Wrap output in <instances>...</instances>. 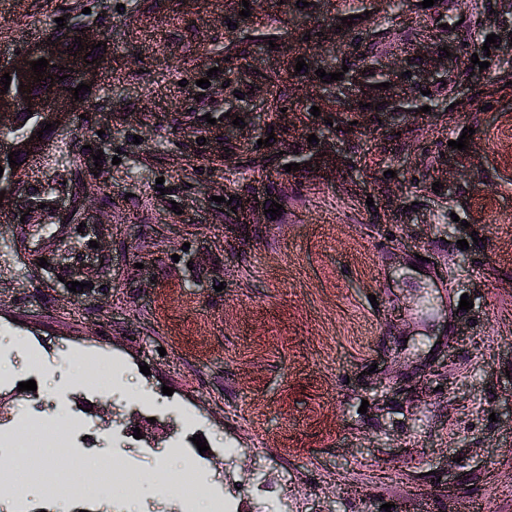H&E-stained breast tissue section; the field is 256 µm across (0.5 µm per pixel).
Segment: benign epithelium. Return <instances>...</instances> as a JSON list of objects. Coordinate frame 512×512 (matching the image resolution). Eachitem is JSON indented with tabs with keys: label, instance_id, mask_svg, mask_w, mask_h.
<instances>
[{
	"label": "benign epithelium",
	"instance_id": "benign-epithelium-1",
	"mask_svg": "<svg viewBox=\"0 0 512 512\" xmlns=\"http://www.w3.org/2000/svg\"><path fill=\"white\" fill-rule=\"evenodd\" d=\"M79 40L84 46L94 44L90 31L82 23L55 30L31 45L18 61L0 70V88L4 87L1 83L3 74L11 76L7 93L0 94V167L4 168L0 176V192L4 193L5 203L15 199V184L20 179L24 165L38 152L44 141V138L36 137L37 132L48 134L46 125H57L72 114L75 104L73 88L81 83L93 87L97 82L98 67L85 62L83 53L74 54L66 47V44ZM40 58L47 59L53 65L54 77L38 78L33 75L30 63ZM450 65L457 67L459 63L427 53V63L420 72L421 82H432ZM361 75L362 71L358 70L348 77L350 95L343 101L351 108L358 105L362 96ZM21 86L24 87L22 91L19 90ZM29 113L32 114V123L25 127L23 134H11L23 124L21 116ZM16 150L20 151L16 157L19 166L14 168L9 164L8 154Z\"/></svg>",
	"mask_w": 512,
	"mask_h": 512
}]
</instances>
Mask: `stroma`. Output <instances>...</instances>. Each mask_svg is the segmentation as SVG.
Wrapping results in <instances>:
<instances>
[{
    "mask_svg": "<svg viewBox=\"0 0 512 512\" xmlns=\"http://www.w3.org/2000/svg\"><path fill=\"white\" fill-rule=\"evenodd\" d=\"M421 2L0 0V67L60 17L107 45L80 116L0 207V432L81 421L93 475L119 454L144 478L111 512H178L160 489L187 459L219 496L279 485L246 512H512V47L470 61L512 32V0ZM349 15L358 49L328 44ZM425 44L462 63L445 86L404 82L399 112L371 88L368 111L311 114L336 90L317 70L416 71ZM464 294L473 308L449 310ZM76 356L114 366V390L93 392ZM150 419L153 444L133 436ZM26 485L13 512H101Z\"/></svg>",
    "mask_w": 512,
    "mask_h": 512,
    "instance_id": "35a3bbf8",
    "label": "stroma"
}]
</instances>
